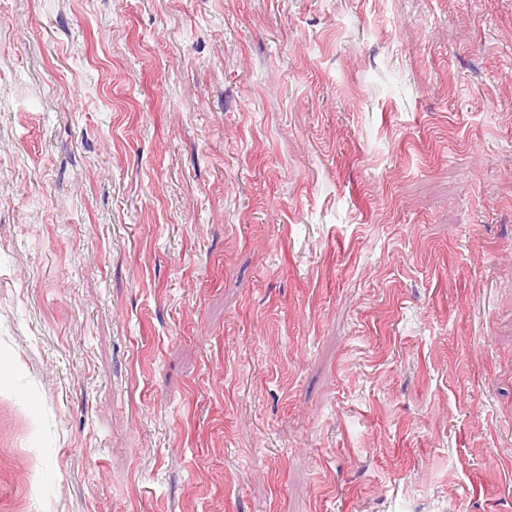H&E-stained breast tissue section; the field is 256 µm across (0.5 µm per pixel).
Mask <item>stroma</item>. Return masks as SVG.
I'll return each instance as SVG.
<instances>
[{
	"instance_id": "obj_1",
	"label": "stroma",
	"mask_w": 512,
	"mask_h": 512,
	"mask_svg": "<svg viewBox=\"0 0 512 512\" xmlns=\"http://www.w3.org/2000/svg\"><path fill=\"white\" fill-rule=\"evenodd\" d=\"M0 512H512V0H0Z\"/></svg>"
}]
</instances>
